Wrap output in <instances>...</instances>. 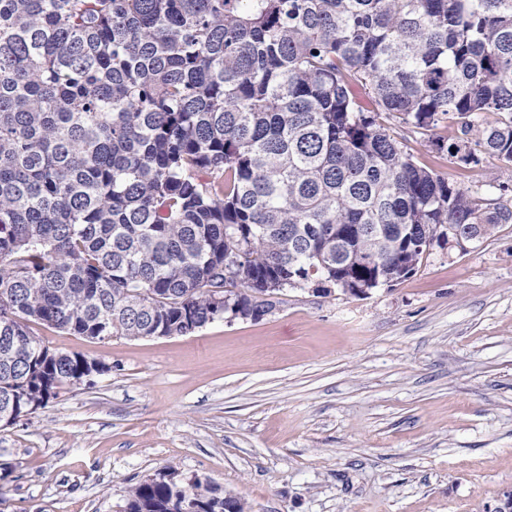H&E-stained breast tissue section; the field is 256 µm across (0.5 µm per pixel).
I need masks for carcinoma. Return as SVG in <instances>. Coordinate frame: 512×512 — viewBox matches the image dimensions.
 <instances>
[{"label": "carcinoma", "mask_w": 512, "mask_h": 512, "mask_svg": "<svg viewBox=\"0 0 512 512\" xmlns=\"http://www.w3.org/2000/svg\"><path fill=\"white\" fill-rule=\"evenodd\" d=\"M451 139L436 135L442 123ZM512 165V0H0V423L98 341L185 336L252 294L413 274L448 224H512L392 125ZM251 512L208 479L141 481L125 512Z\"/></svg>", "instance_id": "1"}]
</instances>
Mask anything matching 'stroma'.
Segmentation results:
<instances>
[{"instance_id":"obj_1","label":"stroma","mask_w":512,"mask_h":512,"mask_svg":"<svg viewBox=\"0 0 512 512\" xmlns=\"http://www.w3.org/2000/svg\"><path fill=\"white\" fill-rule=\"evenodd\" d=\"M394 133L461 186L512 183ZM39 335L109 370L0 426V512H122L172 468L252 512H485L512 490V224L365 297L291 288L186 336Z\"/></svg>"}]
</instances>
